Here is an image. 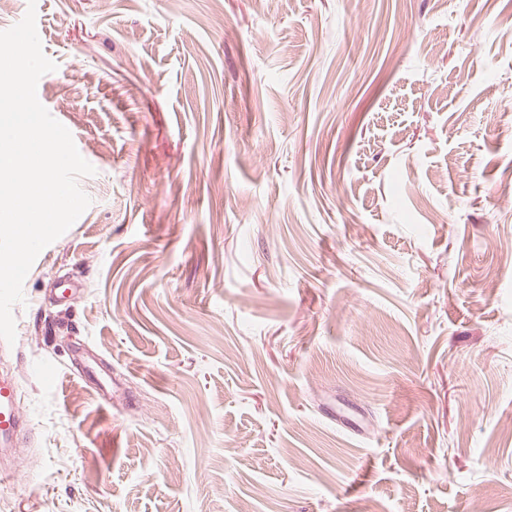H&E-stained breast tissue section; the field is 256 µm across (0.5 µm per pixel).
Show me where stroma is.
I'll return each instance as SVG.
<instances>
[{"instance_id": "stroma-1", "label": "stroma", "mask_w": 512, "mask_h": 512, "mask_svg": "<svg viewBox=\"0 0 512 512\" xmlns=\"http://www.w3.org/2000/svg\"><path fill=\"white\" fill-rule=\"evenodd\" d=\"M31 2L95 173L0 512H512V0Z\"/></svg>"}]
</instances>
